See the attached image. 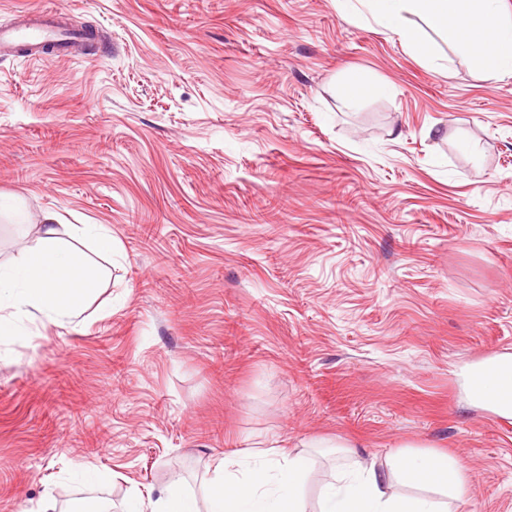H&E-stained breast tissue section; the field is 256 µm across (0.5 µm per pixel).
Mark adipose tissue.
Here are the masks:
<instances>
[{
	"label": "adipose tissue",
	"instance_id": "obj_1",
	"mask_svg": "<svg viewBox=\"0 0 512 512\" xmlns=\"http://www.w3.org/2000/svg\"><path fill=\"white\" fill-rule=\"evenodd\" d=\"M352 11L388 30L422 59H442L438 43L471 60L484 78L512 79V14L503 0H346ZM92 241L111 257V230L103 224H66L43 212L33 246L0 265V336L19 330L22 316L38 311L50 322L79 317L102 279L101 267L80 249ZM311 465L305 456L276 448L224 458L211 471L205 499L169 487L130 512H306L302 489ZM467 482L464 465L444 455L392 456L386 467L353 460L325 484L319 512H451ZM419 487L416 495L397 485Z\"/></svg>",
	"mask_w": 512,
	"mask_h": 512
}]
</instances>
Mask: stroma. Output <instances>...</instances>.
I'll list each match as a JSON object with an SVG mask.
<instances>
[{
	"mask_svg": "<svg viewBox=\"0 0 512 512\" xmlns=\"http://www.w3.org/2000/svg\"><path fill=\"white\" fill-rule=\"evenodd\" d=\"M59 8L85 55L0 58V263L46 210L116 251L80 323L0 340V512H72L84 471L112 512L200 496L271 447L317 512L339 444L447 454L455 512H512V419L464 386L512 356V79L336 0H0V26ZM376 91L377 88L364 77H354L340 87L341 97L349 103L359 101Z\"/></svg>",
	"mask_w": 512,
	"mask_h": 512,
	"instance_id": "obj_1",
	"label": "stroma"
}]
</instances>
